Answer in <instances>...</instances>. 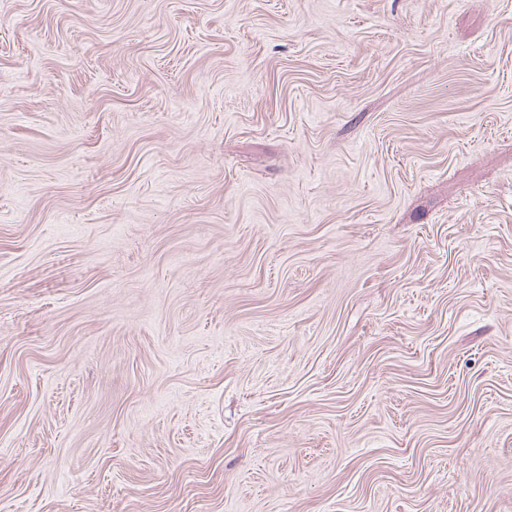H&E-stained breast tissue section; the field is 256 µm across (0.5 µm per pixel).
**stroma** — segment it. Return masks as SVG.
<instances>
[{"label": "stroma", "mask_w": 512, "mask_h": 512, "mask_svg": "<svg viewBox=\"0 0 512 512\" xmlns=\"http://www.w3.org/2000/svg\"><path fill=\"white\" fill-rule=\"evenodd\" d=\"M0 512H512V0H0Z\"/></svg>", "instance_id": "stroma-1"}]
</instances>
